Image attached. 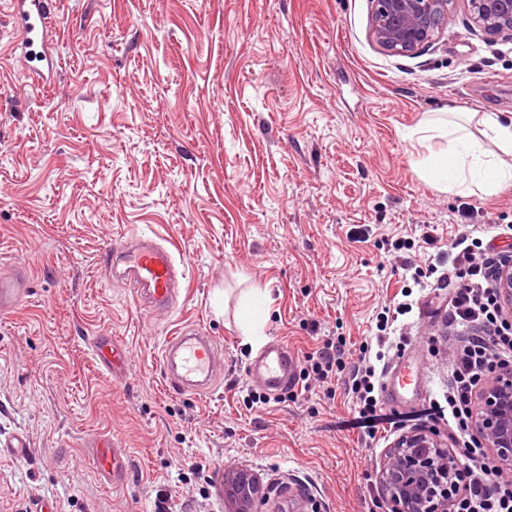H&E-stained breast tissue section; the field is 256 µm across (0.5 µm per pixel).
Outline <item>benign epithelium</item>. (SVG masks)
<instances>
[{
    "mask_svg": "<svg viewBox=\"0 0 512 512\" xmlns=\"http://www.w3.org/2000/svg\"><path fill=\"white\" fill-rule=\"evenodd\" d=\"M370 36L384 51L408 56L433 44L459 0H371ZM473 22L489 37H512V0H464ZM495 287L512 307V262L504 264ZM472 429L493 449L496 468L512 466V373L499 372L477 390ZM459 461L435 436L415 431L400 436L386 452L378 481L390 512H452ZM225 496L236 512H252L264 488L251 472L224 473Z\"/></svg>",
    "mask_w": 512,
    "mask_h": 512,
    "instance_id": "1",
    "label": "benign epithelium"
}]
</instances>
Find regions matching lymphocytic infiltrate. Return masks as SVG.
<instances>
[{"instance_id":"obj_1","label":"lymphocytic infiltrate","mask_w":512,"mask_h":512,"mask_svg":"<svg viewBox=\"0 0 512 512\" xmlns=\"http://www.w3.org/2000/svg\"><path fill=\"white\" fill-rule=\"evenodd\" d=\"M452 259L458 279L451 283L449 329L465 333V343L451 366L448 425L460 445L466 484L455 512H512V479L493 467L471 431L472 395L491 367H512V322L494 286L505 255L475 251L466 238L455 241Z\"/></svg>"}]
</instances>
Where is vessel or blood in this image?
<instances>
[{
	"instance_id": "obj_1",
	"label": "vessel or blood",
	"mask_w": 512,
	"mask_h": 512,
	"mask_svg": "<svg viewBox=\"0 0 512 512\" xmlns=\"http://www.w3.org/2000/svg\"><path fill=\"white\" fill-rule=\"evenodd\" d=\"M9 12L18 31L16 47L24 57L45 44L50 33V12L46 0H8ZM100 270L121 273L152 313H167L185 265L172 249L151 239L130 236L103 247L96 258ZM30 272L26 263H16L12 274H0V313L14 310L30 294ZM89 344L99 368L110 375L121 374L125 351L107 334L91 337ZM162 381L166 391L203 396L209 394L224 375L223 355L213 338L201 327L187 325L168 339L162 352ZM246 378L258 383L270 396L282 395L298 384V359L287 344L276 341L263 347L246 369ZM100 481L123 484L129 469L126 449L115 447L110 438L98 437L84 448Z\"/></svg>"
}]
</instances>
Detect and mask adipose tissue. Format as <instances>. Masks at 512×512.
I'll return each instance as SVG.
<instances>
[{"label": "adipose tissue", "mask_w": 512, "mask_h": 512, "mask_svg": "<svg viewBox=\"0 0 512 512\" xmlns=\"http://www.w3.org/2000/svg\"><path fill=\"white\" fill-rule=\"evenodd\" d=\"M410 138L419 146L414 166L443 190L492 195L512 185V114L450 108ZM437 139L446 141L445 149L433 148Z\"/></svg>", "instance_id": "1"}]
</instances>
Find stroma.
Listing matches in <instances>:
<instances>
[{
  "mask_svg": "<svg viewBox=\"0 0 512 512\" xmlns=\"http://www.w3.org/2000/svg\"><path fill=\"white\" fill-rule=\"evenodd\" d=\"M370 0H55L57 70L39 85L13 49L0 0V271L29 266L30 296L0 314V512H230L219 469L259 477L261 512H374L380 462L403 433L454 447L442 409L460 337L447 289L413 286L386 366L417 363L419 398L359 414L347 372L252 403L238 310L266 291L264 341L298 359L325 340L357 362L375 315L412 266L470 234L512 244V189L445 192L410 164L407 134L430 112L512 113V40H486L464 8L442 37L394 56L369 37ZM139 234L186 264L171 313H150L95 264ZM402 240L412 249L396 250ZM224 354L205 396L168 393L161 349L183 324ZM111 333L125 370L100 371L88 339ZM377 435H370V428ZM105 435L127 449L123 485L84 455ZM30 453H3L17 437Z\"/></svg>",
  "mask_w": 512,
  "mask_h": 512,
  "instance_id": "stroma-1",
  "label": "stroma"
}]
</instances>
